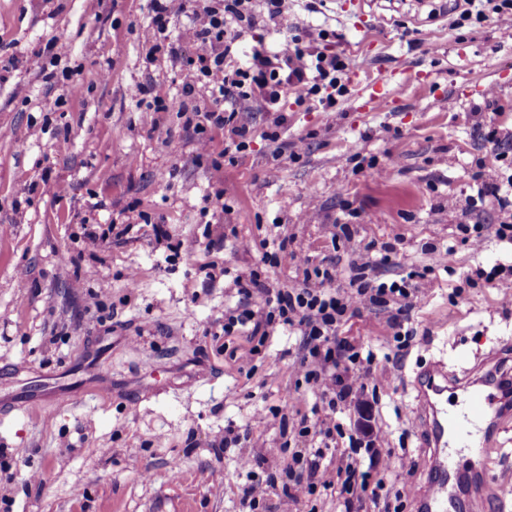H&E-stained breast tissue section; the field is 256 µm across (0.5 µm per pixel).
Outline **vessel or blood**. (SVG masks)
Segmentation results:
<instances>
[{
  "mask_svg": "<svg viewBox=\"0 0 512 512\" xmlns=\"http://www.w3.org/2000/svg\"><path fill=\"white\" fill-rule=\"evenodd\" d=\"M511 361L503 355L494 357L492 367L476 381L453 378L438 365L425 368L414 379L418 404L411 424L431 451L429 478L417 512H447L451 507V485L458 475L448 458L449 449L467 448L481 459L495 447V420L512 415V396L506 395L501 385ZM458 389L465 391L466 398L455 409L448 405V393ZM511 498V482L481 478L472 486L464 508L466 512H485L489 500Z\"/></svg>",
  "mask_w": 512,
  "mask_h": 512,
  "instance_id": "b4317fda",
  "label": "vessel or blood"
}]
</instances>
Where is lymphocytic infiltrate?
<instances>
[{"mask_svg": "<svg viewBox=\"0 0 512 512\" xmlns=\"http://www.w3.org/2000/svg\"><path fill=\"white\" fill-rule=\"evenodd\" d=\"M270 20L285 37L276 51L254 48L247 67L235 61L237 43L258 23L253 0H152L157 23L185 16L190 18L180 37L195 47L181 73L182 93L156 103L157 110L192 111L198 118L197 130L206 126L228 128L236 151L247 146L248 131L236 123L238 113L261 107L268 112L280 109L288 90L309 95L324 88H335L343 63L338 55L315 52L304 46L299 33L293 32L288 0H265ZM208 86L212 105L202 104L197 93ZM229 101L230 109L218 108V101ZM336 268L316 266L303 271L302 279L280 288L258 275L236 280L243 305L224 316V333L246 335L265 344L281 328L295 330L301 338L297 355L290 364L295 376L316 386L322 403L329 410L361 404L362 391L356 388L347 369L361 353L347 341L337 339L339 324L346 315L363 308H389L393 314L388 327L394 336L412 342L417 331L408 327L409 314L419 301L421 291L408 280L385 282L358 277L349 287H335ZM260 296L266 312L251 309L248 298ZM323 449L308 453L292 451L284 472L280 512H289L302 497L317 489H341L350 494L349 512H362V499L353 498L354 489L369 491L380 501L383 482H370L367 472L354 464L344 467L345 479L336 482L322 469Z\"/></svg>", "mask_w": 512, "mask_h": 512, "instance_id": "lymphocytic-infiltrate-1", "label": "lymphocytic infiltrate"}]
</instances>
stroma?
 Segmentation results:
<instances>
[{"mask_svg":"<svg viewBox=\"0 0 512 512\" xmlns=\"http://www.w3.org/2000/svg\"><path fill=\"white\" fill-rule=\"evenodd\" d=\"M153 16L150 0H0V512H250L243 487L284 465L268 452L276 409L307 415V449L322 425L339 427L332 470L350 436L384 438L393 466L363 452L359 465L399 512H416L427 480L409 425L416 372L441 361L460 374L512 352V303L477 277L511 268L512 244L473 178L512 175L496 156L512 152V42L496 16L463 21L443 0H294L312 48L345 62L344 90L327 106L289 92L282 150L267 137L274 113H239L248 147L228 157L227 130L201 136L188 113L138 109L143 87L177 96L194 53L156 51ZM61 33L57 61L46 46ZM379 77L392 91L383 110L364 92ZM65 83L79 94L62 95ZM493 109L498 147L483 137ZM361 158L382 174L357 169ZM219 189L220 209L204 201ZM336 222L353 244L332 242ZM476 223L482 245L461 244ZM284 238L311 265L335 263L340 288L367 243L395 242L376 271L387 282L427 265L425 245L453 247L448 268L419 282L409 347L397 349L382 308L340 325L339 338L374 353L373 407L314 412L288 368L295 334L276 332L255 356L246 337L225 336L237 276L294 279L293 262H260ZM179 241L192 257L174 253ZM229 427L239 441L215 452Z\"/></svg>","mask_w":512,"mask_h":512,"instance_id":"35a3bbf8","label":"stroma"}]
</instances>
